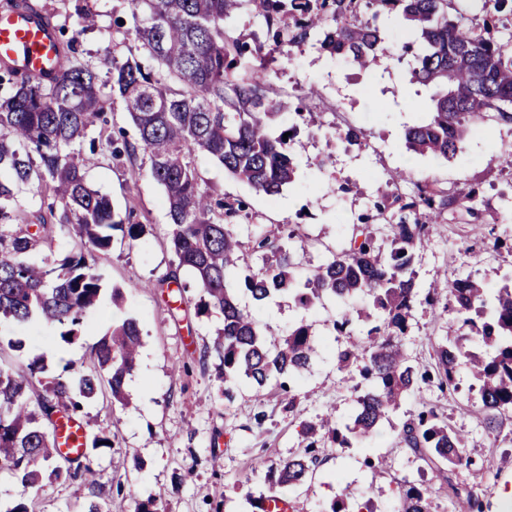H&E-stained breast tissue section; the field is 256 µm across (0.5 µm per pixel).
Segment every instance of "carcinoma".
<instances>
[{"label": "carcinoma", "mask_w": 512, "mask_h": 512, "mask_svg": "<svg viewBox=\"0 0 512 512\" xmlns=\"http://www.w3.org/2000/svg\"><path fill=\"white\" fill-rule=\"evenodd\" d=\"M245 0H131L132 33L150 64L136 57L105 60L112 94L120 97L138 132V140L105 138L112 157L147 156L150 176L163 187L168 202L169 239L177 268L189 271L200 294L196 314L220 318L215 350L224 371L225 395L239 383L260 390L281 376L309 371L317 343L302 320L281 337L271 338L242 308L230 288L240 261L241 242L231 218L245 203L213 198L203 187L195 155L205 153L235 179L256 191L278 194L294 180L289 141L274 136L270 123L282 103L269 93L275 57L261 54L232 35L226 20ZM274 30L276 51L299 47L317 30V43L332 55L364 71L378 62L388 35L377 24L397 14L408 32L398 61L412 58L411 78L434 86L429 120L408 127L407 148L449 160L463 152L478 123L512 122V25L500 22L497 35L473 24L453 0H251ZM500 17L512 15V0H464ZM288 19V30L281 28ZM59 76L31 82L14 69L0 68V320L24 323L36 316L67 327L72 340L102 290V274L82 255L31 261L30 254L53 241L57 227L70 226L96 250L111 246L110 231L120 228L129 243L144 233L141 224L118 225L109 196L91 188L83 164V143L102 120L98 67L76 57L74 41ZM406 179L397 172L377 189L371 212L354 225L348 246L300 278L301 261L282 237L269 232L253 251L261 265L244 271V288L262 302L286 293L304 310L328 300L345 304L369 296L368 306L343 311L332 321L336 365H359L362 383L349 420L303 424L302 453L280 464L276 488L297 486L321 462L328 448H349L354 439L375 433L395 413L403 398L422 384L441 391L458 389L455 371L467 361L473 382L468 393L484 414L487 437L498 440L512 420V274L491 292L475 275L433 282L425 300L443 304L468 332L448 337L434 349L433 370L422 369L407 355L403 339L420 291L414 269L431 222L445 208L458 219L479 218L484 205L474 188L448 193L429 183L417 186L414 200L393 209L392 186ZM48 187L53 202L29 211L26 194ZM391 242L384 253L377 236ZM488 348L470 351L471 335ZM142 344L138 321L127 318L93 348L94 369L71 381L43 380L41 358L14 370L0 367V470L23 487L43 488V465L62 456L61 421L77 415L80 399H91L107 382L112 401L128 404L127 376L135 369ZM399 437L426 465L428 483L407 482L400 489L399 512H429L434 494L452 499L454 512H483L474 490L456 486L444 466L468 459V439L448 427V418L426 407L403 422Z\"/></svg>", "instance_id": "carcinoma-1"}]
</instances>
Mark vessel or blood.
<instances>
[{
	"label": "vessel or blood",
	"instance_id": "obj_1",
	"mask_svg": "<svg viewBox=\"0 0 512 512\" xmlns=\"http://www.w3.org/2000/svg\"><path fill=\"white\" fill-rule=\"evenodd\" d=\"M64 48L56 40L46 14L30 0H13L0 10V65L17 69L22 76L46 79L56 76ZM63 453L80 457L85 451L82 423L69 421L61 429Z\"/></svg>",
	"mask_w": 512,
	"mask_h": 512
}]
</instances>
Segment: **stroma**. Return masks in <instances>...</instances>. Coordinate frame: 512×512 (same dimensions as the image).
Returning a JSON list of instances; mask_svg holds the SVG:
<instances>
[{
    "mask_svg": "<svg viewBox=\"0 0 512 512\" xmlns=\"http://www.w3.org/2000/svg\"><path fill=\"white\" fill-rule=\"evenodd\" d=\"M87 3L97 24L79 36L82 58L100 61L138 54L127 0ZM272 68L271 86L285 104L272 131L297 129L290 142L294 181L280 194L268 196L228 175L210 156L196 157L210 192L245 202L235 222L251 267L259 265L251 252L257 237L293 227L300 229L307 244L302 263H320L345 245L359 216L372 210L378 185L395 171L407 175L398 186L405 198L419 183L446 190L468 184L495 208L501 194L512 191V168L498 162L503 149L512 147V123L492 135L475 131L463 153L449 161L407 149L404 131L428 118L434 93L433 87L412 81L409 64L384 58L370 71L340 67L311 41L292 49L290 56L278 57ZM311 88L316 94L308 109L318 113V129L295 119L300 96ZM340 120L361 128L366 144H340L333 134ZM83 155L89 185L111 198L116 219L143 225L144 233L131 244L121 230H113L110 249L95 253L68 228L57 229L52 244L35 252V259L92 254L103 276L97 307L71 341L63 338L58 324L37 319L22 325L0 322V366L19 368L40 356L47 376L78 377L91 366V347L128 317L139 321L143 345L126 381L131 405L114 404L105 390L84 403L79 413L88 437L104 435L112 441L111 447L90 451L94 484L47 482L37 508L83 512L93 500L107 512H136L137 503L153 498L161 512H259L271 471L305 445L303 422L318 421L328 412L343 421L353 412L360 378L337 369V343L330 329L342 306L329 302L307 312L285 294L258 303L239 292L242 307L272 334L286 332L301 320L311 324L319 354L301 378L274 380L259 392L246 384L234 401H226L220 359L212 350L220 319L196 316L199 294L193 289L179 311L171 312V291L160 284L175 269L176 258L168 240L165 193L150 176L146 158L117 160L102 145L84 149ZM439 221L415 259L421 286L445 272L452 277L474 274L487 288H499L502 273L512 269V253H495L490 246L494 234L512 235V223L492 232L478 223H455L447 211ZM458 328L442 306L419 302L405 348L415 364L432 366L434 343L456 335ZM457 377L462 391L443 393L433 385L420 386L371 437L350 448L327 449L312 479L282 488L290 512H326L339 498L353 507L369 502L377 512H397L400 486L422 481L424 475L422 461L400 442L395 427L425 406L446 414L449 424L470 440L471 460L450 471L453 483L475 489L485 512H499L512 491V464L489 472L482 460L512 455V433L502 432L495 441L487 438L483 416L465 392L470 383L466 366L458 367ZM379 455L386 456L387 467H369L367 458Z\"/></svg>",
    "mask_w": 512,
    "mask_h": 512,
    "instance_id": "35a3bbf8",
    "label": "stroma"
}]
</instances>
